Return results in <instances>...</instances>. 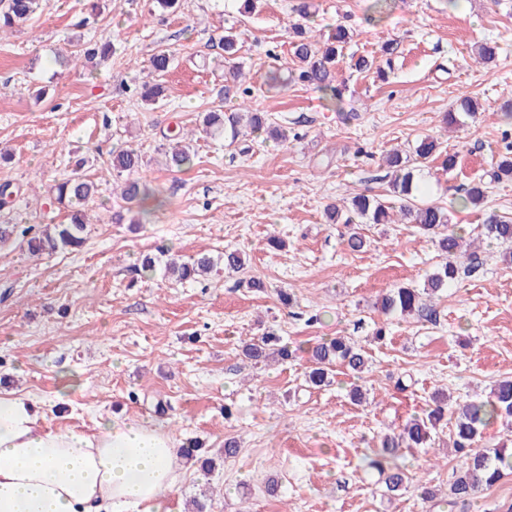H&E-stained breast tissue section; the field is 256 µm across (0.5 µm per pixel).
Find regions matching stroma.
Listing matches in <instances>:
<instances>
[{"label":"stroma","mask_w":512,"mask_h":512,"mask_svg":"<svg viewBox=\"0 0 512 512\" xmlns=\"http://www.w3.org/2000/svg\"><path fill=\"white\" fill-rule=\"evenodd\" d=\"M299 2L258 0L243 16L238 0H180L173 13L155 0H99L93 18L87 0H50L0 39V149L12 156L0 183L13 191L0 221L63 222L50 188L69 176L73 154L88 158L99 186L80 249L32 257L18 240L0 243V391L37 397L54 430L91 434L105 416L199 442L214 471L179 458L168 512H192L200 498L207 512H443L462 465L448 421L429 448L405 450L414 479L400 496L385 495L366 461L387 429L426 415L435 390L463 400L512 376V267L479 236L487 213L512 214V180L488 178L512 150V0H389L377 17L372 0H314L318 40L339 25L353 33L336 65V102L298 81L267 84L269 70L293 66ZM228 29L244 72L230 86ZM76 39L110 44L113 55L93 70L57 65L56 52ZM486 42L497 55L482 64L475 53ZM159 50L172 57L163 73L150 66ZM360 55L373 70L352 69ZM146 83L164 88L153 110L140 105ZM42 86L47 97L35 99ZM465 95L477 100L476 116L446 125ZM242 106L264 115L266 129L234 140L201 132L202 113ZM178 129L195 135L184 171L163 154ZM426 137L456 157L450 170L425 164L431 196L454 202L451 221L478 254L437 299L433 323L376 308L388 289L422 287L441 262L432 241L409 224H368L354 251L324 214L357 194H385L386 153ZM127 147L140 150L139 177L161 202L135 231L112 221L122 181L111 152ZM481 179L484 203L457 206ZM272 236L282 247L269 245ZM163 249L218 261L237 249L246 264L181 282L143 270L142 256ZM266 333L307 346L349 336L368 367H335L330 385L310 388L309 354L266 366L244 358L243 342ZM356 388L366 395L359 405ZM228 439L239 444L230 457ZM425 486L440 499L423 501Z\"/></svg>","instance_id":"stroma-1"}]
</instances>
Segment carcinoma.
Here are the masks:
<instances>
[{"instance_id":"obj_1","label":"carcinoma","mask_w":512,"mask_h":512,"mask_svg":"<svg viewBox=\"0 0 512 512\" xmlns=\"http://www.w3.org/2000/svg\"><path fill=\"white\" fill-rule=\"evenodd\" d=\"M47 6L46 0H6L0 9V33L14 30L28 21L36 11ZM293 40L290 42L291 54L296 68L291 76L314 86L324 95L336 97L339 89L333 85V66L345 43L350 39L349 30L336 27V32L320 43L302 26H292ZM224 78L234 82L242 76L241 65L236 62L238 41L229 33L223 37ZM109 56L106 46L91 47L76 43L75 49L61 51L57 62L65 67L71 61L94 64ZM241 116L224 115L222 112H208L203 116L205 132L220 134L230 132L236 138L240 134ZM186 136L173 139L165 152L167 165L182 168L191 165L194 154L184 143ZM142 157L133 148L112 152L110 165L121 176L131 175L142 167ZM390 169L389 192L400 201L398 214L400 220L414 225L423 234L437 238L442 263L425 279L421 288L398 286L384 293L378 301L379 309L386 315L401 314L430 320L435 314L434 299L441 290L452 283L459 272L461 259L466 252L460 250L458 233L449 228L448 208L422 194L419 170L409 164V157L393 152L386 157ZM85 160H75L71 175L51 186L56 202L67 211V222L47 224L40 230L28 227L21 231V240L27 252L32 256L53 253L59 250L75 249L85 241L87 229L85 207L95 197L97 184L82 173ZM120 198L127 204H134L138 213L146 214L149 209L144 204L153 198L146 183L138 179L124 182ZM389 206L385 202L364 194L353 197L351 210L345 215L334 206L327 208L326 217L332 224H343L349 230L348 246L353 250L364 247L365 239L360 232L356 219H364L368 224H385L389 221ZM482 235L495 241L502 247L499 257L508 265L512 264V217L492 214L483 224ZM215 265L214 258L208 255L197 257L191 263L178 264L171 261L165 270L181 280L197 279L209 274ZM303 347H292L282 338L273 334L247 343L242 349L243 356L249 362L258 365L271 357L288 361L296 357ZM313 367L307 374L309 386L320 388L330 383L329 375L333 367L341 365L354 373H362L368 359L362 346L347 336H337L316 345L310 352ZM434 407L422 419H414L398 432L384 434L379 448L368 461V467L377 470L383 477L387 492L395 494L412 480L405 465L399 463L404 448H426L431 441V431L436 427L446 411L454 416V448L462 458L463 464L456 471L450 486L453 506L473 498L482 488L494 486L504 475L512 472V453L503 448L489 452L479 447L483 429L500 421L506 426L512 425V378L498 380L485 398H475L454 407H448L447 399L440 392L432 396Z\"/></svg>"}]
</instances>
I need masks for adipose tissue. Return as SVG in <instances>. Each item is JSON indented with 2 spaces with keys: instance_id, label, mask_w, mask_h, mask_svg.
Segmentation results:
<instances>
[{
  "instance_id": "adipose-tissue-1",
  "label": "adipose tissue",
  "mask_w": 512,
  "mask_h": 512,
  "mask_svg": "<svg viewBox=\"0 0 512 512\" xmlns=\"http://www.w3.org/2000/svg\"><path fill=\"white\" fill-rule=\"evenodd\" d=\"M40 400L0 393V512H166L176 442L104 418L91 435L44 424Z\"/></svg>"
}]
</instances>
